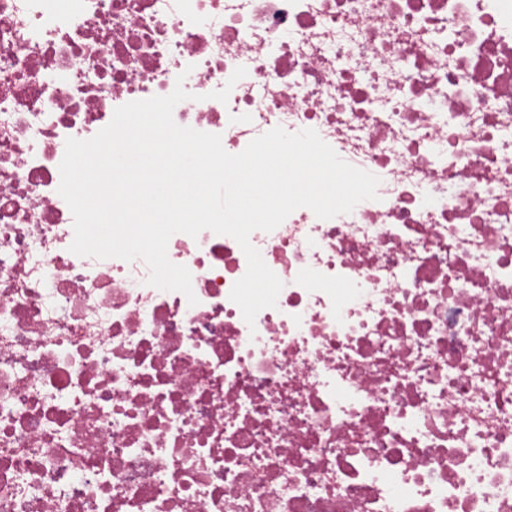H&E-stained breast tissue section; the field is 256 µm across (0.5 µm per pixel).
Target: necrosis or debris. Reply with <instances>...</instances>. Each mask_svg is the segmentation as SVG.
Segmentation results:
<instances>
[{"label":"necrosis or debris","mask_w":512,"mask_h":512,"mask_svg":"<svg viewBox=\"0 0 512 512\" xmlns=\"http://www.w3.org/2000/svg\"><path fill=\"white\" fill-rule=\"evenodd\" d=\"M228 102L211 99L237 67ZM380 179L251 244L70 252L67 138L128 102ZM0 512H512V0H0Z\"/></svg>","instance_id":"1"}]
</instances>
